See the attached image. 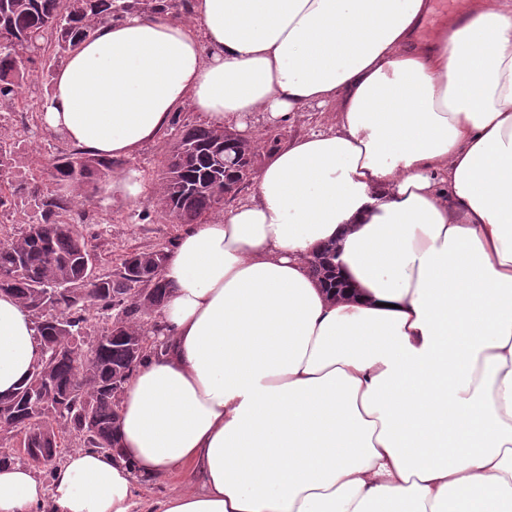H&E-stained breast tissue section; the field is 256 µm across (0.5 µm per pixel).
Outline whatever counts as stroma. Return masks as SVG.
<instances>
[{"instance_id":"stroma-1","label":"stroma","mask_w":512,"mask_h":512,"mask_svg":"<svg viewBox=\"0 0 512 512\" xmlns=\"http://www.w3.org/2000/svg\"><path fill=\"white\" fill-rule=\"evenodd\" d=\"M334 120L331 110L312 106L273 126L256 122V135L263 141L273 132L284 143L304 132L328 129ZM172 142L171 133L164 132L135 154L122 158L101 190L86 203L88 218L80 229L101 271L116 269L126 253L168 245L183 233V225L171 223L148 204ZM132 185L137 188L133 194L128 191Z\"/></svg>"}]
</instances>
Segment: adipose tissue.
<instances>
[{"label":"adipose tissue","instance_id":"1","mask_svg":"<svg viewBox=\"0 0 512 512\" xmlns=\"http://www.w3.org/2000/svg\"><path fill=\"white\" fill-rule=\"evenodd\" d=\"M429 0H191L96 26L44 127L127 157L184 107L253 132L317 105L255 195L190 225L162 271L163 346L129 375L113 452L42 483L0 465V512H512V0L414 33ZM333 241L352 288L308 260ZM0 293V396L41 359ZM185 485L143 504L137 486ZM336 257V243L328 242L316 251L309 261L311 275L334 300L345 295V289H336L338 283L336 273L339 269L338 264L335 263Z\"/></svg>","mask_w":512,"mask_h":512}]
</instances>
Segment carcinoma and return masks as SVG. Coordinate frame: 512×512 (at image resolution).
<instances>
[{
  "label": "carcinoma",
  "mask_w": 512,
  "mask_h": 512,
  "mask_svg": "<svg viewBox=\"0 0 512 512\" xmlns=\"http://www.w3.org/2000/svg\"><path fill=\"white\" fill-rule=\"evenodd\" d=\"M158 10L190 13V0H0V112H13L21 88L62 61L95 24ZM256 142L225 138V131L183 124L169 150L166 170L150 202L175 224H199L216 215L255 175ZM14 144L0 141V218L13 215L19 187ZM116 160L75 149L50 161L55 182L75 194L45 192L32 178L36 218L29 229L0 246V291L15 295L32 313L43 354L28 382L0 398V463L24 458L51 471L62 447H116L118 401L132 370L158 353L161 328L152 313L164 302L166 246L126 254L120 266L88 280V242L77 225ZM336 243L309 261V271L333 299ZM58 289L55 299L47 291ZM106 327L92 340L84 329L91 312Z\"/></svg>",
  "instance_id": "obj_1"
}]
</instances>
